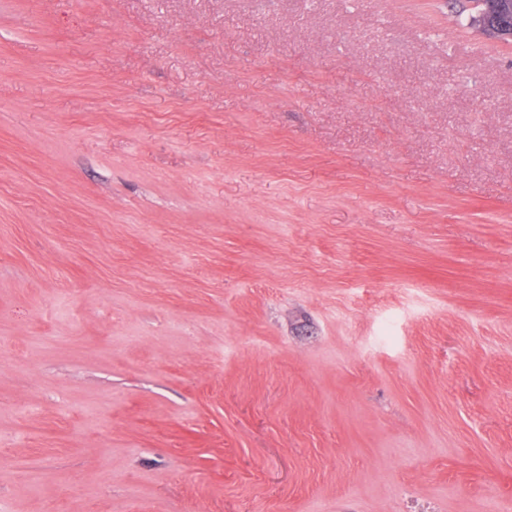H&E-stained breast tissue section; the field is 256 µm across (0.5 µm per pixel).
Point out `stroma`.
<instances>
[{
    "mask_svg": "<svg viewBox=\"0 0 512 512\" xmlns=\"http://www.w3.org/2000/svg\"><path fill=\"white\" fill-rule=\"evenodd\" d=\"M472 13L0 0V512H512Z\"/></svg>",
    "mask_w": 512,
    "mask_h": 512,
    "instance_id": "35a3bbf8",
    "label": "stroma"
}]
</instances>
